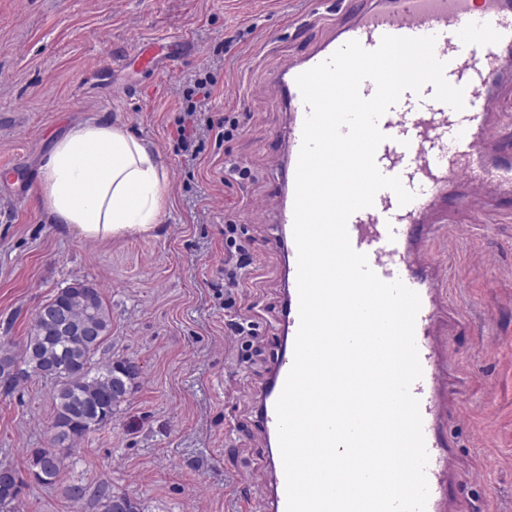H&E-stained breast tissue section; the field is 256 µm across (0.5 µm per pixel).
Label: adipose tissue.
Masks as SVG:
<instances>
[{
    "instance_id": "obj_1",
    "label": "adipose tissue",
    "mask_w": 512,
    "mask_h": 512,
    "mask_svg": "<svg viewBox=\"0 0 512 512\" xmlns=\"http://www.w3.org/2000/svg\"><path fill=\"white\" fill-rule=\"evenodd\" d=\"M38 203L90 240L147 235L166 214L167 175L145 141L111 121L90 120L53 141Z\"/></svg>"
}]
</instances>
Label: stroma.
<instances>
[{
  "instance_id": "stroma-1",
  "label": "stroma",
  "mask_w": 512,
  "mask_h": 512,
  "mask_svg": "<svg viewBox=\"0 0 512 512\" xmlns=\"http://www.w3.org/2000/svg\"><path fill=\"white\" fill-rule=\"evenodd\" d=\"M352 0H0V338L22 347L36 309L77 280L112 314L98 360L140 367L110 424L80 440L52 485L28 483L11 512H99L101 488L143 512H244L265 481L256 396L276 358L283 252L261 203L276 192L287 110L272 87L288 60L328 36ZM156 37L193 47L156 74L120 59ZM211 76L213 117L243 129L219 142L201 128L184 171L175 124L195 76ZM152 143L168 185L166 216L147 236L88 240L35 203L55 137L94 117ZM249 170L233 175L231 165ZM253 253L240 298L224 306L225 224ZM430 254L447 267L436 344L448 381L440 512H512V200L457 210ZM244 316L260 341L232 336ZM54 385L30 379L0 394V466L25 472L51 445ZM88 488L68 499L72 482Z\"/></svg>"
}]
</instances>
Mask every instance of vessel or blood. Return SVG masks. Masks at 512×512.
<instances>
[{
    "label": "vessel or blood",
    "mask_w": 512,
    "mask_h": 512,
    "mask_svg": "<svg viewBox=\"0 0 512 512\" xmlns=\"http://www.w3.org/2000/svg\"><path fill=\"white\" fill-rule=\"evenodd\" d=\"M385 35L435 36V55L445 64V79L464 90V107L459 111L436 100L430 84L420 92L402 94L379 121L386 139L375 161L383 174L399 177L414 198L402 206L391 190H381L372 207L357 211L348 221L352 247L367 255L379 278L402 281L420 297L415 341L423 375L412 384L411 392L420 402L429 491L437 493L440 487L441 450L447 447L448 437L441 414L444 381L431 336L442 305L443 278L439 265L423 255L431 234L447 223L449 206L468 202L464 196L449 197V186L494 180L512 197V150L502 144L494 153L485 150L487 130L499 117L497 78L503 61L512 59V0H360L347 22L332 27L319 47L289 62L276 78L288 109V155L280 188L265 206L278 216L273 238L286 251L288 265L278 322L279 349L257 400V417L274 446L266 461L261 512H286V480L276 449V403L293 364L300 324L293 225L296 168L308 112L296 79L348 41L373 50ZM172 61V56L151 43L141 44L136 51L137 64L150 73Z\"/></svg>",
    "instance_id": "b4317fda"
}]
</instances>
